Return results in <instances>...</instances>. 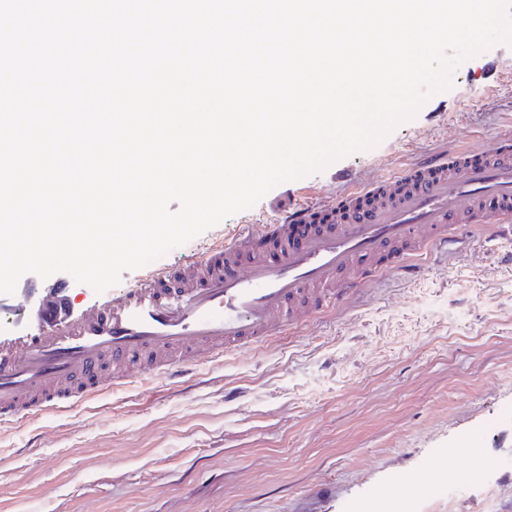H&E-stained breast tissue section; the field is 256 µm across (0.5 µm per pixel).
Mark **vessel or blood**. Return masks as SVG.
<instances>
[{"label":"vessel or blood","instance_id":"1","mask_svg":"<svg viewBox=\"0 0 512 512\" xmlns=\"http://www.w3.org/2000/svg\"><path fill=\"white\" fill-rule=\"evenodd\" d=\"M327 200L290 199L189 265H164L74 312L64 291L0 296L25 315L0 336V425L63 412L120 384L176 380L213 351L249 352L394 270L421 268L457 227L512 230V130L453 146Z\"/></svg>","mask_w":512,"mask_h":512}]
</instances>
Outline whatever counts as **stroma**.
Returning <instances> with one entry per match:
<instances>
[{"mask_svg": "<svg viewBox=\"0 0 512 512\" xmlns=\"http://www.w3.org/2000/svg\"><path fill=\"white\" fill-rule=\"evenodd\" d=\"M463 62L450 89L376 147L283 182L161 261L189 263L272 206L338 177L395 170L411 150L512 125V84L489 97ZM420 278L389 276L249 353L202 360L181 383L151 377L66 413L0 425V512H512V238L475 227ZM476 447L463 469L452 448ZM451 494L423 491L421 479Z\"/></svg>", "mask_w": 512, "mask_h": 512, "instance_id": "stroma-1", "label": "stroma"}]
</instances>
